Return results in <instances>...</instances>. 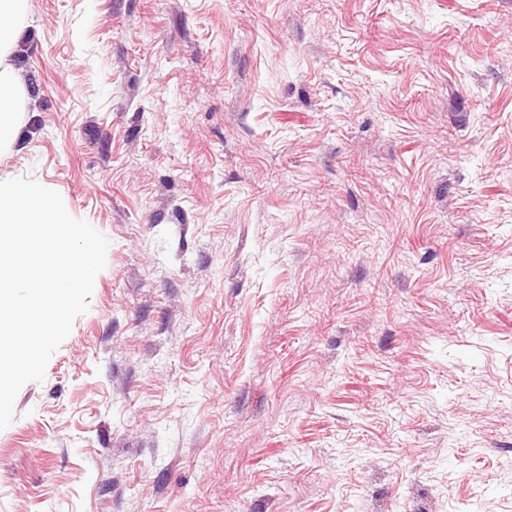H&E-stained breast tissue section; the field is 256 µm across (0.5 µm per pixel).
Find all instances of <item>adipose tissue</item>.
<instances>
[{"label": "adipose tissue", "mask_w": 512, "mask_h": 512, "mask_svg": "<svg viewBox=\"0 0 512 512\" xmlns=\"http://www.w3.org/2000/svg\"><path fill=\"white\" fill-rule=\"evenodd\" d=\"M28 0H0V149L16 135L15 109L23 92L20 78L9 61L25 19Z\"/></svg>", "instance_id": "ef3b65f1"}]
</instances>
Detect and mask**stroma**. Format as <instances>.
I'll return each instance as SVG.
<instances>
[{
  "label": "stroma",
  "instance_id": "35a3bbf8",
  "mask_svg": "<svg viewBox=\"0 0 512 512\" xmlns=\"http://www.w3.org/2000/svg\"><path fill=\"white\" fill-rule=\"evenodd\" d=\"M1 176L109 241L0 512H512V0H28Z\"/></svg>",
  "mask_w": 512,
  "mask_h": 512
}]
</instances>
